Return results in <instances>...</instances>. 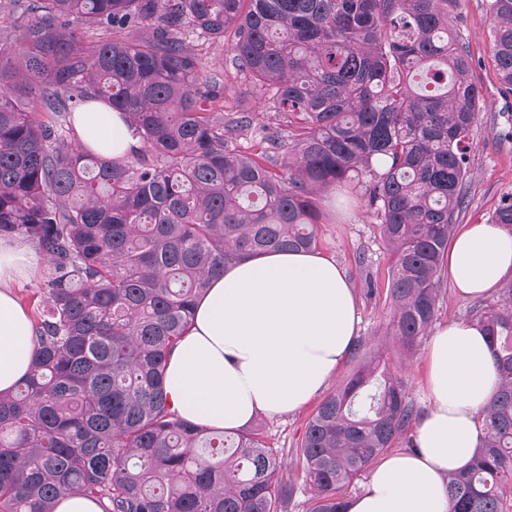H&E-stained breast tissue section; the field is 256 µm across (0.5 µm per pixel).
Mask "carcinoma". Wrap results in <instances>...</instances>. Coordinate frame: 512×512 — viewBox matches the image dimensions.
<instances>
[{
	"instance_id": "1",
	"label": "carcinoma",
	"mask_w": 512,
	"mask_h": 512,
	"mask_svg": "<svg viewBox=\"0 0 512 512\" xmlns=\"http://www.w3.org/2000/svg\"><path fill=\"white\" fill-rule=\"evenodd\" d=\"M449 0H10L0 20V238L49 268L31 316L36 359L0 393V512H55L80 494L103 512H288L297 489L255 431L204 429L171 407L164 371L191 310L228 264L314 250L318 193L370 176L391 256L393 348L414 350L438 312L442 259L467 203L482 102ZM231 38L235 67L275 113L259 152L233 140L183 31ZM94 29L104 36L86 41ZM490 53L512 88V0H491ZM91 99L126 115L142 149L117 163L74 145L65 116ZM491 223L512 227V194ZM501 383L450 512H509L512 282L475 311ZM421 411L372 357L319 404L298 462L306 512L342 490Z\"/></svg>"
}]
</instances>
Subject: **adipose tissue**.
<instances>
[{
  "instance_id": "adipose-tissue-1",
  "label": "adipose tissue",
  "mask_w": 512,
  "mask_h": 512,
  "mask_svg": "<svg viewBox=\"0 0 512 512\" xmlns=\"http://www.w3.org/2000/svg\"><path fill=\"white\" fill-rule=\"evenodd\" d=\"M73 127L83 147L123 161L140 147L123 114L88 106ZM43 262L27 240H0V392L31 368L36 342L15 289ZM456 292L490 294L512 275V234L464 225L443 260ZM360 317L344 270L317 252H273L240 259L211 278L192 326L167 362L172 407L207 429L234 431L257 415L297 410L326 387L353 346ZM430 408L414 448L372 465L345 512H448L447 477L468 467L480 414L500 385L490 345L474 325L439 326L424 354Z\"/></svg>"
}]
</instances>
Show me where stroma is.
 <instances>
[{"instance_id":"stroma-1","label":"stroma","mask_w":512,"mask_h":512,"mask_svg":"<svg viewBox=\"0 0 512 512\" xmlns=\"http://www.w3.org/2000/svg\"><path fill=\"white\" fill-rule=\"evenodd\" d=\"M449 18L454 32L470 48L473 76L483 91V107L473 132L469 201L456 219L460 225L478 224L490 221L501 199L512 193V89L497 79L488 50L490 0H452ZM183 38L199 48L208 73L222 79L225 105L243 101L255 112L252 129L240 136L235 145L241 151H256L267 115L255 99L250 82L236 73L227 43L208 41L192 29L185 30ZM319 208L322 218L318 226V250L345 270L357 295L361 316L357 339L360 349L346 356L329 381L327 389L333 392L357 369L362 357L374 356L385 349L384 332L391 316L387 298L390 256L363 189L349 183L331 186L322 191ZM501 298L498 291L485 298L463 297L455 293L450 279H443L436 321L440 324L471 321L474 307L492 306ZM317 406V401L312 400L292 413L275 419L260 416L251 423L252 429L262 433L284 459L282 481L296 485L302 482L295 449Z\"/></svg>"}]
</instances>
